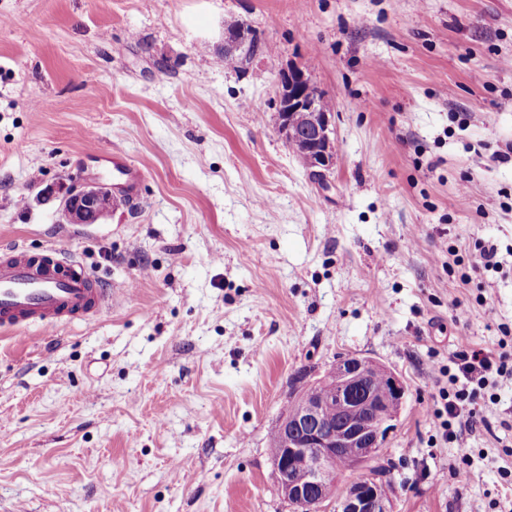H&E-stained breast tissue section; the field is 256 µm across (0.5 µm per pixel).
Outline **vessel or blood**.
Instances as JSON below:
<instances>
[{"instance_id": "vessel-or-blood-1", "label": "vessel or blood", "mask_w": 512, "mask_h": 512, "mask_svg": "<svg viewBox=\"0 0 512 512\" xmlns=\"http://www.w3.org/2000/svg\"><path fill=\"white\" fill-rule=\"evenodd\" d=\"M109 293L96 287L83 264L56 249L0 251V328L39 325L51 335L64 323L106 307Z\"/></svg>"}]
</instances>
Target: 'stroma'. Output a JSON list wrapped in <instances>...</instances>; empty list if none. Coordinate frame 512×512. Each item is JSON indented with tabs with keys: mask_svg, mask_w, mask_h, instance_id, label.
Returning a JSON list of instances; mask_svg holds the SVG:
<instances>
[{
	"mask_svg": "<svg viewBox=\"0 0 512 512\" xmlns=\"http://www.w3.org/2000/svg\"><path fill=\"white\" fill-rule=\"evenodd\" d=\"M230 22L270 52L224 69ZM291 67L334 105L325 187L277 132ZM97 180L118 206L64 223L62 190ZM480 237L502 267L462 285L448 249ZM17 245L61 249L112 303L0 336V512H291L269 435L299 372L346 354L406 386L395 512H512V382L470 462L434 417L459 340L497 346L477 293L512 323V0H0Z\"/></svg>",
	"mask_w": 512,
	"mask_h": 512,
	"instance_id": "obj_1",
	"label": "stroma"
}]
</instances>
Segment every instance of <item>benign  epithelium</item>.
I'll list each match as a JSON object with an SVG mask.
<instances>
[{
    "instance_id": "obj_1",
    "label": "benign epithelium",
    "mask_w": 512,
    "mask_h": 512,
    "mask_svg": "<svg viewBox=\"0 0 512 512\" xmlns=\"http://www.w3.org/2000/svg\"><path fill=\"white\" fill-rule=\"evenodd\" d=\"M250 38L248 28L242 25L224 29V54L242 51ZM311 86V79L300 68L280 75L277 130L294 152L308 157L309 171L325 179L335 163V115L308 97ZM111 198L112 187L101 182L70 187L60 196V211L69 224H97L112 213ZM375 375L387 381L385 398L366 390ZM315 381L333 383L335 399L327 404L312 400L303 386ZM405 395L398 375L358 355L341 357L325 373L299 381L292 395L295 406L278 423L285 447L271 453L280 497L295 512H321L336 489V462L343 449L352 448L350 469L368 473L342 491L337 512H393L394 495L386 488L387 476L371 473L369 467L382 453L384 428L391 422L389 411L400 409ZM328 406L339 418L333 428L324 420Z\"/></svg>"
}]
</instances>
